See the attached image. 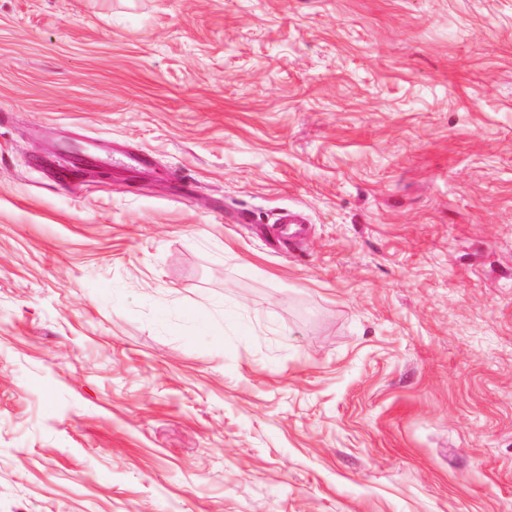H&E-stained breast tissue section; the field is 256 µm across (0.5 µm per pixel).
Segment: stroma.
<instances>
[{"mask_svg":"<svg viewBox=\"0 0 512 512\" xmlns=\"http://www.w3.org/2000/svg\"><path fill=\"white\" fill-rule=\"evenodd\" d=\"M0 512H512V0H0Z\"/></svg>","mask_w":512,"mask_h":512,"instance_id":"obj_1","label":"stroma"}]
</instances>
